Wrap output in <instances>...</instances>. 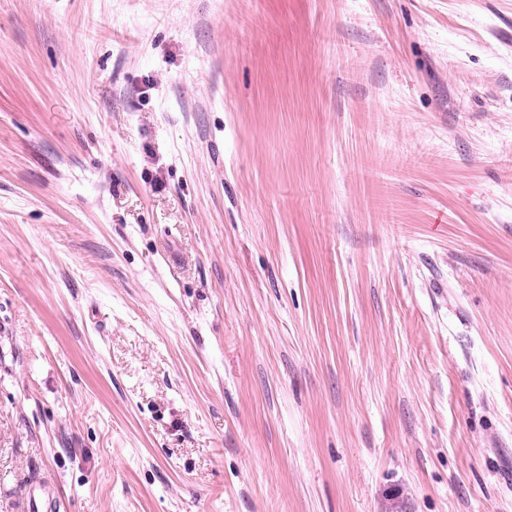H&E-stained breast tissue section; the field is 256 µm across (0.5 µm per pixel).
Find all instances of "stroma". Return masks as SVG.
Listing matches in <instances>:
<instances>
[{
    "mask_svg": "<svg viewBox=\"0 0 512 512\" xmlns=\"http://www.w3.org/2000/svg\"><path fill=\"white\" fill-rule=\"evenodd\" d=\"M512 512V0H0V512ZM51 490L47 485H32L27 493L23 510L27 512H44L50 506Z\"/></svg>",
    "mask_w": 512,
    "mask_h": 512,
    "instance_id": "35a3bbf8",
    "label": "stroma"
}]
</instances>
